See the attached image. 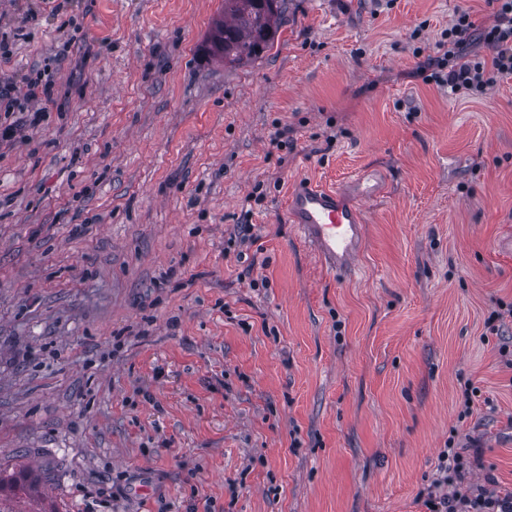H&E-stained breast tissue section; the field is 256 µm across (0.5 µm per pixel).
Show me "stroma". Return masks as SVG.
Wrapping results in <instances>:
<instances>
[{
	"label": "stroma",
	"instance_id": "35a3bbf8",
	"mask_svg": "<svg viewBox=\"0 0 512 512\" xmlns=\"http://www.w3.org/2000/svg\"><path fill=\"white\" fill-rule=\"evenodd\" d=\"M464 8L287 0L228 68L224 0H0V81L56 82L0 144V469L54 512H426L452 439L512 492V77L412 75ZM302 179L375 188L354 273L290 224Z\"/></svg>",
	"mask_w": 512,
	"mask_h": 512
}]
</instances>
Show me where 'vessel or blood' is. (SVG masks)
Returning a JSON list of instances; mask_svg holds the SVG:
<instances>
[{"label": "vessel or blood", "instance_id": "vessel-or-blood-1", "mask_svg": "<svg viewBox=\"0 0 512 512\" xmlns=\"http://www.w3.org/2000/svg\"><path fill=\"white\" fill-rule=\"evenodd\" d=\"M288 212L327 269L339 274L353 271L365 225L361 208L345 200L342 190L298 182L288 198Z\"/></svg>", "mask_w": 512, "mask_h": 512}]
</instances>
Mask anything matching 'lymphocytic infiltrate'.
<instances>
[{"instance_id": "obj_1", "label": "lymphocytic infiltrate", "mask_w": 512, "mask_h": 512, "mask_svg": "<svg viewBox=\"0 0 512 512\" xmlns=\"http://www.w3.org/2000/svg\"><path fill=\"white\" fill-rule=\"evenodd\" d=\"M492 20L477 25L471 10L458 11L433 46V53L419 62L424 82L448 87L453 94L470 98L485 95L497 76L512 75V0H486ZM55 81L38 72L25 88L0 83V143L14 141L22 124L37 126L53 103ZM26 121L15 120V113ZM467 460L454 448L440 454L434 488L423 503L427 512H512V496H499L479 487L458 488Z\"/></svg>"}]
</instances>
